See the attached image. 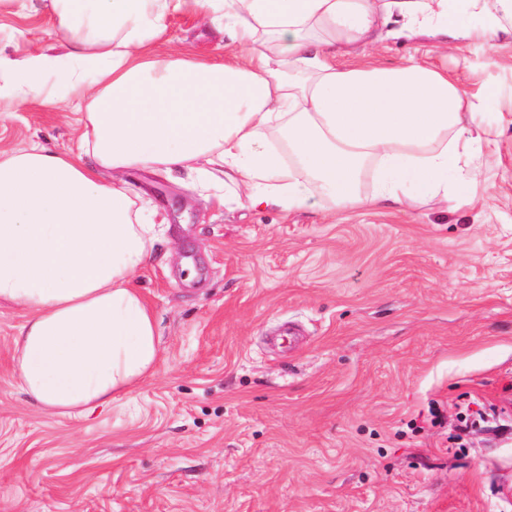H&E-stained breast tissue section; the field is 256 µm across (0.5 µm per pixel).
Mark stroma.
<instances>
[{"instance_id":"stroma-1","label":"stroma","mask_w":512,"mask_h":512,"mask_svg":"<svg viewBox=\"0 0 512 512\" xmlns=\"http://www.w3.org/2000/svg\"><path fill=\"white\" fill-rule=\"evenodd\" d=\"M36 45L66 53L48 0H0V54ZM155 50L213 59L237 47L187 9L166 18ZM371 55L490 89L486 209L326 201L287 216L183 173L125 170L165 219L135 277L160 359L110 408L50 416L19 390L24 317L0 306V512H512V434L457 430L470 412L512 419V35ZM80 118L66 103L2 102L0 152L77 150Z\"/></svg>"}]
</instances>
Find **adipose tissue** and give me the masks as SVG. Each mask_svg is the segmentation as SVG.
I'll use <instances>...</instances> for the list:
<instances>
[{"label": "adipose tissue", "mask_w": 512, "mask_h": 512, "mask_svg": "<svg viewBox=\"0 0 512 512\" xmlns=\"http://www.w3.org/2000/svg\"><path fill=\"white\" fill-rule=\"evenodd\" d=\"M68 59L45 92L41 50L0 56V101L85 108L78 151L0 153V303L23 312L13 360L30 406L105 409L152 375L153 316L133 278L160 239L122 173L183 170L251 206L299 213L419 200L475 206L472 159L494 145L460 78L385 41H490L512 0H52ZM193 6L239 51L222 61L152 53L168 15ZM288 140L287 153L272 144ZM111 180L100 178L101 171ZM375 182L360 185L367 172Z\"/></svg>", "instance_id": "obj_1"}]
</instances>
